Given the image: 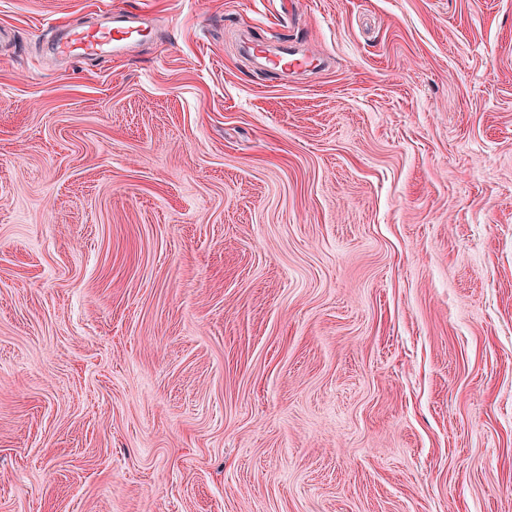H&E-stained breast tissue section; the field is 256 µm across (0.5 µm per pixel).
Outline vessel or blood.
I'll return each mask as SVG.
<instances>
[{
	"mask_svg": "<svg viewBox=\"0 0 512 512\" xmlns=\"http://www.w3.org/2000/svg\"><path fill=\"white\" fill-rule=\"evenodd\" d=\"M136 19V14L131 12L106 13L104 23L67 28L63 38L54 43L53 50L81 60L120 55L140 33ZM268 64L275 70L294 72L310 67L311 61L306 56L286 50L270 58Z\"/></svg>",
	"mask_w": 512,
	"mask_h": 512,
	"instance_id": "1",
	"label": "vessel or blood"
}]
</instances>
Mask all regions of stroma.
<instances>
[{
  "mask_svg": "<svg viewBox=\"0 0 512 512\" xmlns=\"http://www.w3.org/2000/svg\"><path fill=\"white\" fill-rule=\"evenodd\" d=\"M0 512H512V0H0ZM103 13L106 21L102 24L68 27L63 38L54 43L52 50L81 60L122 54L140 34L141 29L136 25L137 16L132 12ZM268 64L275 70H289L295 72L312 66L313 61L290 49L275 55L273 58H268Z\"/></svg>",
  "mask_w": 512,
  "mask_h": 512,
  "instance_id": "stroma-1",
  "label": "stroma"
}]
</instances>
